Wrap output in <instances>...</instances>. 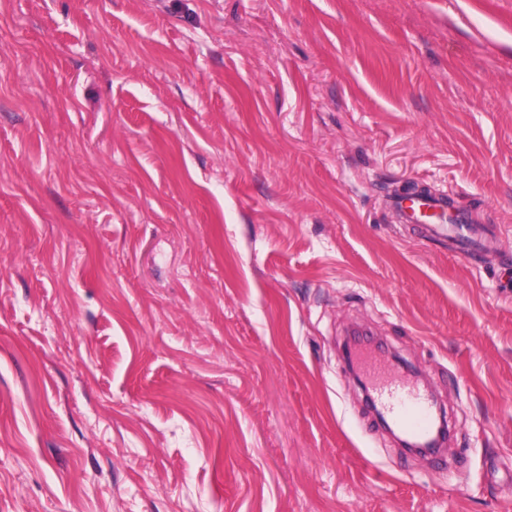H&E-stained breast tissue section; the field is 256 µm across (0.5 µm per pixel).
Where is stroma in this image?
Here are the masks:
<instances>
[{
  "instance_id": "1",
  "label": "stroma",
  "mask_w": 512,
  "mask_h": 512,
  "mask_svg": "<svg viewBox=\"0 0 512 512\" xmlns=\"http://www.w3.org/2000/svg\"><path fill=\"white\" fill-rule=\"evenodd\" d=\"M0 512H512V0H0ZM394 206L396 209L410 210L408 220L417 217L421 211H432L435 217L431 220V224H426L430 235L436 238H450L464 253L472 254L491 241L492 234L489 226L468 224L469 214L460 207H457L458 212L452 223H448V203L443 198L415 200L409 206L395 198ZM357 357L391 425L408 437H427L433 420L430 404L422 391L396 373L377 350L364 348Z\"/></svg>"
}]
</instances>
